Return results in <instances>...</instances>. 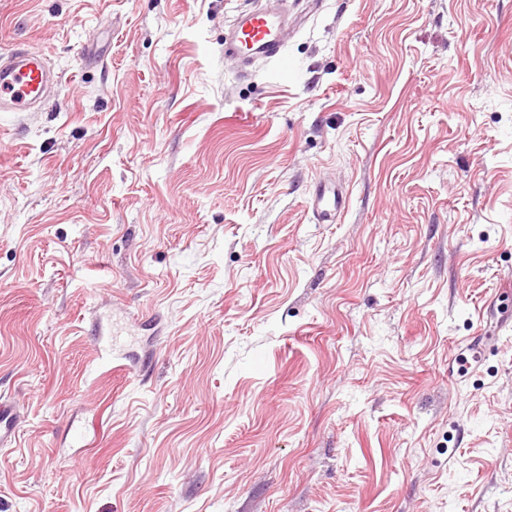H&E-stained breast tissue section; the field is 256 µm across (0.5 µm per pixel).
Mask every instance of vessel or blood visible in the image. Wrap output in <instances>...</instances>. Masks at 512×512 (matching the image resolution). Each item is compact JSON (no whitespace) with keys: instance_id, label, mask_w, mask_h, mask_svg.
<instances>
[{"instance_id":"vessel-or-blood-1","label":"vessel or blood","mask_w":512,"mask_h":512,"mask_svg":"<svg viewBox=\"0 0 512 512\" xmlns=\"http://www.w3.org/2000/svg\"><path fill=\"white\" fill-rule=\"evenodd\" d=\"M286 14L276 8L242 13L233 28L234 42L225 56L235 58L241 68L255 60H274L287 66L282 31ZM51 70L45 54L21 44L0 53V112H26L41 106L51 89ZM347 196L333 182L319 181L311 199L313 218L319 224H333L346 208ZM18 416L13 405L0 403V445L11 443L17 434Z\"/></svg>"}]
</instances>
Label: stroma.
<instances>
[{"instance_id":"obj_1","label":"stroma","mask_w":512,"mask_h":512,"mask_svg":"<svg viewBox=\"0 0 512 512\" xmlns=\"http://www.w3.org/2000/svg\"><path fill=\"white\" fill-rule=\"evenodd\" d=\"M266 2L0 0V512H512V0ZM288 20V14L277 8L242 13L233 27L234 42L225 48L224 56L238 61L242 75L247 74V68L256 59L275 60L282 70L288 71L286 45L282 38ZM45 54L27 44L0 53V112H27L41 106L51 89ZM347 196L333 182L318 181L311 199L313 218L318 224H336L346 208ZM18 430V416L13 404L0 403V445L6 446L15 438Z\"/></svg>"}]
</instances>
